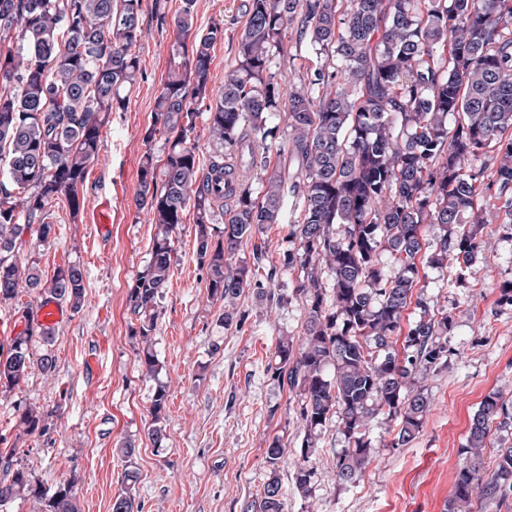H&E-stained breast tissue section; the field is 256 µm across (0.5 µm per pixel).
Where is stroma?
Returning a JSON list of instances; mask_svg holds the SVG:
<instances>
[{
	"instance_id": "obj_1",
	"label": "stroma",
	"mask_w": 512,
	"mask_h": 512,
	"mask_svg": "<svg viewBox=\"0 0 512 512\" xmlns=\"http://www.w3.org/2000/svg\"><path fill=\"white\" fill-rule=\"evenodd\" d=\"M195 22L218 23L224 38L210 51L213 87L235 65L246 23V0H196ZM145 33L133 46L143 74L125 111L112 113L101 130L97 159L88 169L84 205L71 213L66 200L47 208L55 235L34 254L43 278L70 264L83 271L86 299L80 312H66L54 328L56 369L33 371L14 390L0 393V453L15 451L35 479L54 486L74 481L78 512H111L125 467L138 480L133 494L142 512H241L269 476L264 451L274 437L297 450L305 424L297 398L274 378L271 367L279 339L302 338L306 311L285 301L293 283L281 272L293 249L287 224H268L237 254L252 284L234 302L241 323L224 328V305L210 300L208 273L197 256L196 211L186 208L174 238L172 277L159 306L154 333L157 374L137 358V326L127 292L150 260L158 228L136 205L139 168L146 152L162 155V141L146 142L156 98L175 38L172 24L144 20ZM308 44L289 40L273 60L278 83L297 82L309 65ZM112 201V221L91 223L103 199ZM484 260L456 274L420 265L414 303L405 313L414 322L421 306L449 312L448 363L421 374L431 400L420 433L408 445L390 447L391 422L378 416L369 425L377 447L356 482L337 480L334 460L345 445L336 422H327L309 497L298 494L294 461L278 470L285 512H445L464 461L470 420L489 392L512 395V305L500 290L512 282V236L499 224L487 227ZM168 391L162 450L147 432L150 399L158 386ZM51 413L42 436L16 426L18 408ZM134 441L137 453L125 463L120 448Z\"/></svg>"
}]
</instances>
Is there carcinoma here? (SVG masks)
<instances>
[{
  "instance_id": "1",
  "label": "carcinoma",
  "mask_w": 512,
  "mask_h": 512,
  "mask_svg": "<svg viewBox=\"0 0 512 512\" xmlns=\"http://www.w3.org/2000/svg\"><path fill=\"white\" fill-rule=\"evenodd\" d=\"M194 6L183 0L173 19L176 36L146 131L150 142L164 139L166 154L158 160L147 152L139 170L137 203L159 232L127 293L139 321L138 361L150 374L158 369L157 310L187 206L196 210L208 296L227 305L251 285L248 266L234 261L243 242L288 218L296 247L283 267L296 274L291 297L306 310L304 340L278 342L273 374L298 397L305 423L294 483L306 498L318 437L332 417L347 443L335 464L336 478L346 484L371 461L372 419L382 414L395 424L392 448L420 432L431 402L417 388V374L446 364L453 317L422 304L419 319L403 329L418 261L468 269L485 254L486 225L500 217L512 230V0H249L236 67L217 91L210 49L224 29L197 28ZM147 11L166 23L164 0H0V43L17 28L26 41L0 50V304L25 288L75 313L83 308L80 266L69 264L45 281L31 253L52 236L46 210L53 200L63 197L79 213L101 127L109 114L124 111L142 72L130 47L144 34ZM293 24L315 60L285 92L271 57ZM208 98L200 111L196 103ZM281 111L288 113V140L255 189L233 176L232 162L241 153L256 162L254 146L276 139L269 115ZM202 113L221 147L204 168L190 143ZM214 184L224 186L226 202L224 235L215 245L206 228L217 205ZM427 224L439 226L433 242L425 238ZM22 318L23 330L0 358L1 393L35 369L55 371L49 350H33L37 341L52 343L49 331L27 309ZM166 408L160 386L148 430L158 452ZM52 416L20 409L17 427L42 435ZM511 425L512 397L486 396L471 419L446 512H461L474 495L484 509L509 504L512 444H498L489 473L483 459L492 429ZM286 455L288 445L274 438L265 450L270 477L241 512H284L277 469ZM0 469L7 476L0 480V507L23 496L42 512H77L73 483L43 486L12 451L0 456ZM135 479L125 469L112 512H141Z\"/></svg>"
}]
</instances>
